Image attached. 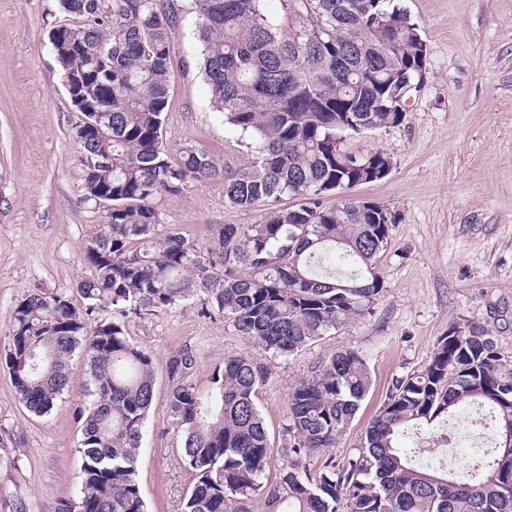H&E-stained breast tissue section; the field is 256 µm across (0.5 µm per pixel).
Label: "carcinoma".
I'll use <instances>...</instances> for the list:
<instances>
[{
	"label": "carcinoma",
	"mask_w": 512,
	"mask_h": 512,
	"mask_svg": "<svg viewBox=\"0 0 512 512\" xmlns=\"http://www.w3.org/2000/svg\"><path fill=\"white\" fill-rule=\"evenodd\" d=\"M285 2L292 13L283 27L262 0H190L212 105L254 145V161L226 171L190 143L175 162L162 148L173 0H59L73 19L52 43L63 80L80 76L89 111L112 114L102 133L77 140L81 158L105 161L85 167L84 200L112 194V215H102L84 248V307L63 294L24 295L0 354L20 400L38 415L66 389L75 351L88 366L81 486L55 512H148L137 458L153 359L117 316L199 296L203 314L230 320L253 348L291 355L364 316L383 290L374 269L389 225L354 198L326 199L366 183L341 144L404 120L390 91L416 73L426 44L391 0ZM192 179L223 180L230 206H265L264 220L219 224L204 244L175 231L158 237L160 199L184 195ZM103 313L112 319L87 332ZM195 367L187 347L167 362L172 427L194 476L183 512H256L257 500L264 512H512V360L478 324L450 328L424 369L393 386L357 453L339 469L328 459L312 473L303 458L337 447L371 384L362 354H335L289 391L287 439L271 482L273 448L257 404L266 366L251 355L226 357L206 393L190 383ZM464 404L496 428L485 457L424 465L422 448L403 447L410 432L448 422Z\"/></svg>",
	"instance_id": "carcinoma-1"
}]
</instances>
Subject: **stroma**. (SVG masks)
<instances>
[{"instance_id": "obj_1", "label": "stroma", "mask_w": 512, "mask_h": 512, "mask_svg": "<svg viewBox=\"0 0 512 512\" xmlns=\"http://www.w3.org/2000/svg\"><path fill=\"white\" fill-rule=\"evenodd\" d=\"M419 26L427 69L405 120L348 137L349 151L379 150L392 162L357 197L389 208L386 250L377 271L384 290L364 316L288 356L261 354L269 380L258 404L273 447L288 423V392L335 353L365 355L371 388L354 420L325 458L343 464L396 380L421 371L441 336L469 321L488 329L512 358V0H397ZM180 20L172 37L167 152L189 142L236 168L252 161L246 137L211 105L200 73L202 45L189 0H174ZM58 0H0V351L24 294L61 293L75 306L90 274L83 256L101 211L84 200V170L74 112L49 34L66 23ZM158 234L177 230L205 243L217 224H258L224 201L222 180L191 181L188 192L161 202ZM123 324L131 342L154 359L155 398L138 456V481L149 512H181L194 477L181 456L167 404L166 362L188 347L197 365L191 382L211 386L225 357L249 352L230 320L203 316L190 299ZM81 353L70 360V384L54 409L38 416L19 400L0 368V512L24 499L27 512H53L81 484L83 421L89 403Z\"/></svg>"}]
</instances>
